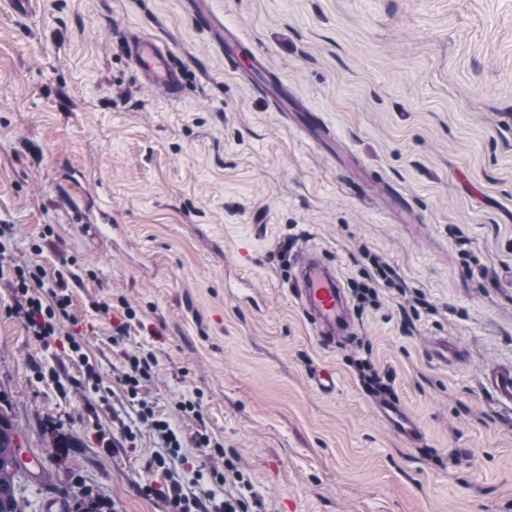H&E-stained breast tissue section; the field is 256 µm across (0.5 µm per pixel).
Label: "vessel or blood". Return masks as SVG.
Returning a JSON list of instances; mask_svg holds the SVG:
<instances>
[{
    "label": "vessel or blood",
    "mask_w": 512,
    "mask_h": 512,
    "mask_svg": "<svg viewBox=\"0 0 512 512\" xmlns=\"http://www.w3.org/2000/svg\"><path fill=\"white\" fill-rule=\"evenodd\" d=\"M197 3L196 21L222 34L225 54L234 55L243 44L242 38L236 34L225 35L224 22L210 11L208 0H197ZM128 53L132 64L148 83L162 87L170 98L181 96L182 72L165 46L151 38L134 36L129 41ZM290 283L292 297L310 318L321 341L335 342L337 332L351 328L348 301L336 268L318 253L306 251L297 255ZM487 382L499 403L512 405V364L490 366ZM376 412L390 429L407 441L421 437L418 421L396 403L380 402Z\"/></svg>",
    "instance_id": "vessel-or-blood-1"
}]
</instances>
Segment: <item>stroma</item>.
<instances>
[{
  "mask_svg": "<svg viewBox=\"0 0 512 512\" xmlns=\"http://www.w3.org/2000/svg\"><path fill=\"white\" fill-rule=\"evenodd\" d=\"M209 2L287 110L235 72L190 0L0 9V243L72 297L40 341L0 281V406L42 466L18 474L25 512H71L79 490L100 512H168L138 491L161 441L121 382L127 356L147 354L156 416L224 448L186 449L185 493L229 458L249 512H512V407L485 379L512 362V0ZM134 34L174 53L179 99L134 70ZM309 107L323 124H300ZM287 241L342 282L371 254L399 279L323 345L288 293ZM416 295L427 307L409 324ZM443 340L457 361L435 357ZM365 356L394 372L416 443L377 417ZM322 369L333 394L314 385ZM54 429L78 447L55 455Z\"/></svg>",
  "mask_w": 512,
  "mask_h": 512,
  "instance_id": "1",
  "label": "stroma"
}]
</instances>
